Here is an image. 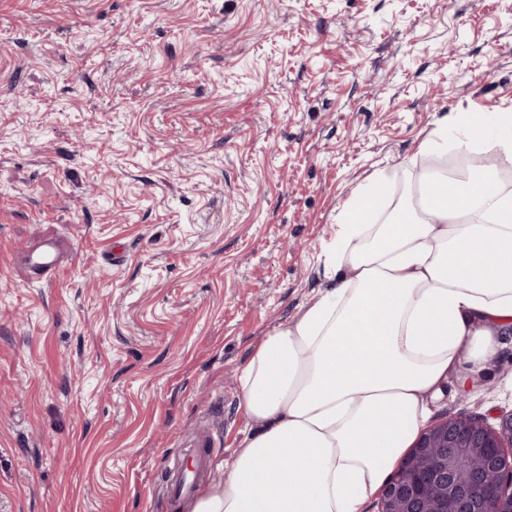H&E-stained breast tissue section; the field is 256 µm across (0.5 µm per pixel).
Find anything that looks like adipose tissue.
Here are the masks:
<instances>
[{
	"mask_svg": "<svg viewBox=\"0 0 512 512\" xmlns=\"http://www.w3.org/2000/svg\"><path fill=\"white\" fill-rule=\"evenodd\" d=\"M414 194L378 212L360 186L324 251L325 288L242 368L256 426L191 512H363L426 427L450 374L484 371L512 329V189L458 182L462 205Z\"/></svg>",
	"mask_w": 512,
	"mask_h": 512,
	"instance_id": "adipose-tissue-1",
	"label": "adipose tissue"
}]
</instances>
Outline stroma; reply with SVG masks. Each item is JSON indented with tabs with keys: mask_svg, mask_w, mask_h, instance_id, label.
Returning a JSON list of instances; mask_svg holds the SVG:
<instances>
[{
	"mask_svg": "<svg viewBox=\"0 0 512 512\" xmlns=\"http://www.w3.org/2000/svg\"><path fill=\"white\" fill-rule=\"evenodd\" d=\"M509 110L512 0H0V512H162L202 429L218 475L347 200ZM431 408L511 413L512 334ZM481 121L483 126L489 123V119L483 115L469 116L458 113L453 117H448L433 133L432 137L428 138L420 146L419 153L428 155L433 152L446 151L448 152V140L461 141L470 132L471 126L477 121ZM480 127V123H476ZM462 136V137H461ZM58 245L55 241H46L29 254L30 265L34 273L47 278L58 264Z\"/></svg>",
	"mask_w": 512,
	"mask_h": 512,
	"instance_id": "stroma-1",
	"label": "stroma"
}]
</instances>
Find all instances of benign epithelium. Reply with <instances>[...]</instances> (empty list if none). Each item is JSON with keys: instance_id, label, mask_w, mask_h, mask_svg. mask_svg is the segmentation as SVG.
Listing matches in <instances>:
<instances>
[{"instance_id": "benign-epithelium-1", "label": "benign epithelium", "mask_w": 512, "mask_h": 512, "mask_svg": "<svg viewBox=\"0 0 512 512\" xmlns=\"http://www.w3.org/2000/svg\"><path fill=\"white\" fill-rule=\"evenodd\" d=\"M431 448L455 453L426 464ZM490 483V512H512V413L494 425L482 417H446L420 435L383 487L379 512H485L478 494Z\"/></svg>"}]
</instances>
